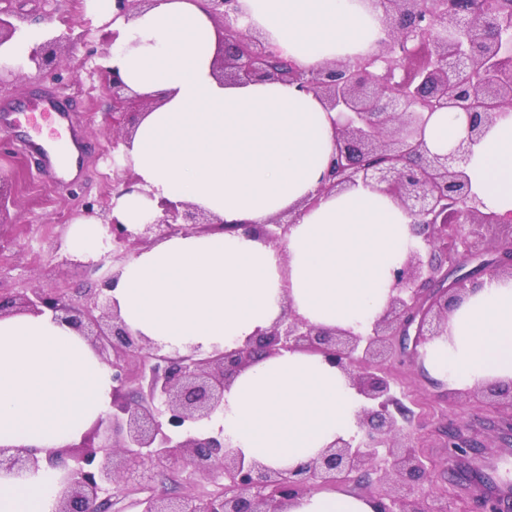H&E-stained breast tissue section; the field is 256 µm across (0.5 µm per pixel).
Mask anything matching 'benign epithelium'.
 Listing matches in <instances>:
<instances>
[{
  "mask_svg": "<svg viewBox=\"0 0 512 512\" xmlns=\"http://www.w3.org/2000/svg\"><path fill=\"white\" fill-rule=\"evenodd\" d=\"M208 13L224 27V46L216 61L218 77L295 81L318 93L339 113L336 152L324 184L311 199L362 182L382 185L413 217L427 254L411 253L394 273L393 294L384 316L365 334L315 327L288 312L272 328L243 346L201 355L170 354L133 335L112 310L116 273L88 288L80 302L55 289L31 288L16 295L22 311L51 313L74 328L112 368V411L77 443L48 453L53 468L63 470L56 512H108L110 498L129 483L132 469L157 473L188 472L213 489L168 497L151 493L137 502V512H281L282 506L314 489L344 483L375 488L378 512H444L429 503L424 490L430 468L403 441L412 412L397 396L387 363L445 332L448 311L474 288L476 279L500 277L508 261H485L491 247L482 229L511 225V215L480 209L465 166L487 129L512 108V9L475 10L470 0H380L388 21L379 53L352 63L333 62L302 70L268 49L258 34L239 30L237 0H204ZM19 15L0 9V46L12 39ZM50 32L29 56L40 70L67 42ZM112 88V129L150 104L129 95L120 72L105 70ZM449 108L466 113L465 136L448 153L433 154L424 145L427 117ZM126 167L112 172V194L135 190ZM155 219L134 231L100 210L121 262L157 240L186 231L232 230L204 211L182 202L160 200ZM298 214L271 224L251 225L266 243L281 241ZM479 262L480 272L448 280V267ZM304 351L345 372L365 398L361 434L338 439L317 457L280 472L244 456L213 435L205 422L224 404V388L245 366L261 356ZM455 458L477 455L483 445L457 428H448ZM38 450L0 446V474L21 477L39 467ZM378 474L369 479V472Z\"/></svg>",
  "mask_w": 512,
  "mask_h": 512,
  "instance_id": "7a95c632",
  "label": "benign epithelium"
}]
</instances>
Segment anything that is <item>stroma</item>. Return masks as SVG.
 Listing matches in <instances>:
<instances>
[{"mask_svg":"<svg viewBox=\"0 0 512 512\" xmlns=\"http://www.w3.org/2000/svg\"><path fill=\"white\" fill-rule=\"evenodd\" d=\"M22 27L54 23L69 32V47L58 50L54 63L43 69H0V101L19 105L48 88L73 99V128L85 143L83 163L70 173L68 183L55 185L37 173V159L24 149L32 130L26 124L0 127V182L12 192L0 209V296L9 298L27 288H59L77 300L94 286L100 272H73L63 265L65 238L72 224L86 217V204L112 202V97L102 71L107 48L100 40L110 18L88 13L85 0H13ZM93 88L86 96L85 88ZM396 389L413 413L411 444L431 469V486L448 504L479 512L480 496L470 482L448 474L449 425L482 442V454L465 458L479 475L512 486V446L505 436L512 429V408L478 393L458 397L443 382L433 379L420 358L404 355L390 363ZM174 496L196 492L184 474L174 473L151 483L133 481L113 503L112 512H134L131 502L144 487Z\"/></svg>","mask_w":512,"mask_h":512,"instance_id":"35a3bbf8","label":"stroma"}]
</instances>
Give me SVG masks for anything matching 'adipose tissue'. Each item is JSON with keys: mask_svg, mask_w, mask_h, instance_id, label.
I'll use <instances>...</instances> for the list:
<instances>
[{"mask_svg": "<svg viewBox=\"0 0 512 512\" xmlns=\"http://www.w3.org/2000/svg\"><path fill=\"white\" fill-rule=\"evenodd\" d=\"M244 29L260 33L305 70L378 53V0H239ZM110 65L135 93L154 99L122 147L137 191L114 201L128 225L159 200L191 204L230 224L224 233H180L131 256L110 291L129 330L168 353L233 349L292 311L317 327L368 332L388 307L394 272L420 245L412 217L377 186L317 196L336 148L337 112L288 81L234 83L214 74L220 33L201 0H155L133 18L111 0ZM467 116L429 118L426 147L448 152ZM466 172L488 209L512 212V108L474 148ZM297 212L286 238L248 230ZM104 228L73 224L67 250L87 261ZM428 372L467 391L512 384V276L484 279L448 313L444 336L424 350ZM366 401L321 356L283 352L249 364L224 391L208 427L245 459L280 471L354 436ZM112 405V370L71 325L51 314L0 318V446L49 452L79 441ZM59 473L47 467L0 476V512H54ZM374 498L314 490L287 512H376Z\"/></svg>", "mask_w": 512, "mask_h": 512, "instance_id": "adipose-tissue-1", "label": "adipose tissue"}]
</instances>
